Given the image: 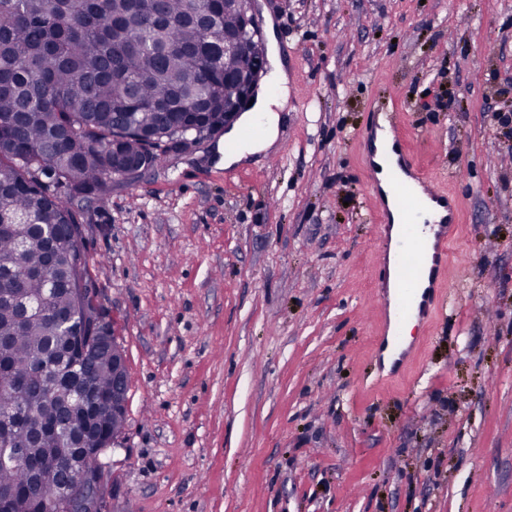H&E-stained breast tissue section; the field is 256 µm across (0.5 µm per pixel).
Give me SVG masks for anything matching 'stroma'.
Listing matches in <instances>:
<instances>
[{
  "mask_svg": "<svg viewBox=\"0 0 512 512\" xmlns=\"http://www.w3.org/2000/svg\"><path fill=\"white\" fill-rule=\"evenodd\" d=\"M255 9L289 64L278 148L224 169L212 136L89 214L129 371L103 512H512V0ZM398 88L460 230L415 370L380 385V229L355 134ZM451 96L463 111L438 108Z\"/></svg>",
  "mask_w": 512,
  "mask_h": 512,
  "instance_id": "obj_1",
  "label": "stroma"
}]
</instances>
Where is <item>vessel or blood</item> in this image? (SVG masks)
<instances>
[{"label":"vessel or blood","mask_w":512,"mask_h":512,"mask_svg":"<svg viewBox=\"0 0 512 512\" xmlns=\"http://www.w3.org/2000/svg\"><path fill=\"white\" fill-rule=\"evenodd\" d=\"M384 124H371L359 136L370 159L367 185L379 201L380 227L391 228L393 212L401 214V235L394 243L392 286L378 295L384 327L378 336L373 357L376 364L390 362L392 370L406 368L423 337L404 343L409 319L428 324L436 307L439 290L436 280L449 264V253L459 229V205L454 197L439 190L416 158L407 150L406 131L400 113L385 112ZM386 181H379V171ZM442 210L438 220L420 222L425 201Z\"/></svg>","instance_id":"obj_1"}]
</instances>
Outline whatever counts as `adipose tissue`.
<instances>
[{
  "instance_id": "obj_1",
  "label": "adipose tissue",
  "mask_w": 512,
  "mask_h": 512,
  "mask_svg": "<svg viewBox=\"0 0 512 512\" xmlns=\"http://www.w3.org/2000/svg\"><path fill=\"white\" fill-rule=\"evenodd\" d=\"M269 82L270 90L261 91L250 112L244 113L239 124L224 137V164L233 166L250 160L253 156L277 149L283 124L282 113L289 95L287 68L281 58H274ZM261 123L259 136L246 139L241 135L243 128Z\"/></svg>"
}]
</instances>
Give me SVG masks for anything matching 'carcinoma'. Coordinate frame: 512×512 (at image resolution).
<instances>
[{
    "label": "carcinoma",
    "mask_w": 512,
    "mask_h": 512,
    "mask_svg": "<svg viewBox=\"0 0 512 512\" xmlns=\"http://www.w3.org/2000/svg\"><path fill=\"white\" fill-rule=\"evenodd\" d=\"M195 0H160L166 21L136 0H0V265L28 271L22 292L38 306L27 317L0 302V411L21 415L15 448L38 458L78 462L84 448L120 430L104 401L112 395V359L85 350L75 288L91 279L86 254L50 244L29 227L61 224L64 235L88 223L89 207L112 186V133L117 122L126 155L158 166L146 135L168 125V112L189 106L215 117L224 111L221 34L237 17L219 12L198 21ZM65 313L71 323L61 325ZM26 487L17 512H57L55 482H31L20 462L0 466V489Z\"/></svg>",
    "instance_id": "1"
}]
</instances>
